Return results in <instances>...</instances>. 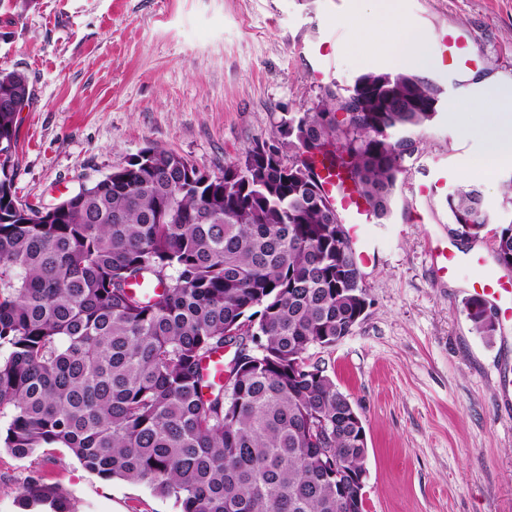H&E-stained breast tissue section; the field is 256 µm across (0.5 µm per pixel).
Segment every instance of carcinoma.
<instances>
[{"mask_svg":"<svg viewBox=\"0 0 512 512\" xmlns=\"http://www.w3.org/2000/svg\"><path fill=\"white\" fill-rule=\"evenodd\" d=\"M29 95L24 72L0 71V448H67L180 512H365L351 484L365 426L324 368L304 364L353 333L370 304L365 274L314 158L286 154L336 146L326 169L347 165L382 218L439 87L367 72L285 113L269 148L252 145L218 176L150 146L45 213L14 206V104ZM447 204L462 240L491 224L475 186ZM493 259L512 271V220L497 224ZM140 279L161 292L134 293ZM465 308L492 339L486 301ZM228 347L222 376L208 378L206 362ZM320 448L337 452L339 478L324 477ZM16 504L73 512L33 477Z\"/></svg>","mask_w":512,"mask_h":512,"instance_id":"carcinoma-1","label":"carcinoma"}]
</instances>
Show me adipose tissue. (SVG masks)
<instances>
[{
    "label": "adipose tissue",
    "instance_id": "obj_1",
    "mask_svg": "<svg viewBox=\"0 0 512 512\" xmlns=\"http://www.w3.org/2000/svg\"><path fill=\"white\" fill-rule=\"evenodd\" d=\"M485 89L502 103L503 108L494 111L481 102H473L463 125L464 133L479 137L487 156L498 163H512V93L490 82L486 83Z\"/></svg>",
    "mask_w": 512,
    "mask_h": 512
}]
</instances>
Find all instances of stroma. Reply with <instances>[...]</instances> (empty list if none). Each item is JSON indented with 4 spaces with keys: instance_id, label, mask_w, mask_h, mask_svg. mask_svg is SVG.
<instances>
[{
    "instance_id": "stroma-1",
    "label": "stroma",
    "mask_w": 512,
    "mask_h": 512,
    "mask_svg": "<svg viewBox=\"0 0 512 512\" xmlns=\"http://www.w3.org/2000/svg\"><path fill=\"white\" fill-rule=\"evenodd\" d=\"M374 10V0H0V70H23L33 90L17 117L15 187L22 200L55 204L148 146L221 173L325 86L400 71L409 30L426 34L434 57L441 35H464L477 66L462 78L429 69L438 114L389 215L360 228L372 254L366 315L312 358L363 419L366 512H512V330L477 334L465 300L480 268L441 280L429 256L435 238L462 255L493 248V228L472 244L453 234L447 197L459 187H479L491 214L512 216L502 190L512 165L488 180L482 142L461 132L484 80L512 88V0H397L394 19L360 32ZM321 46L330 61L317 78L310 51ZM32 474L77 512H180L145 484L100 478L65 448L24 459L1 448L0 512H16Z\"/></svg>"
}]
</instances>
